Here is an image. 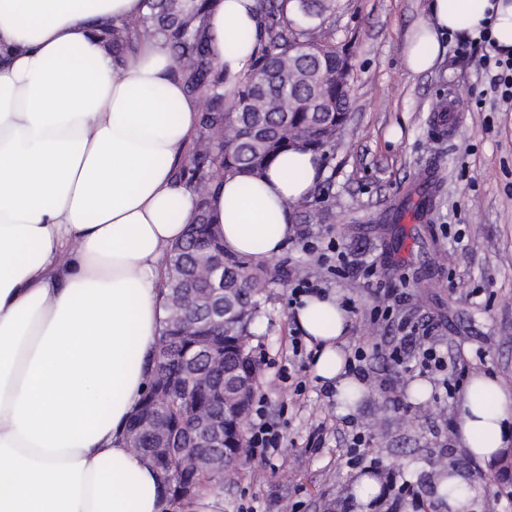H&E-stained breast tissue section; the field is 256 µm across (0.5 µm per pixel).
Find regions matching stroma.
Masks as SVG:
<instances>
[{"label":"stroma","mask_w":512,"mask_h":512,"mask_svg":"<svg viewBox=\"0 0 512 512\" xmlns=\"http://www.w3.org/2000/svg\"><path fill=\"white\" fill-rule=\"evenodd\" d=\"M426 16V0H336L323 25L327 40L352 56L350 120L322 153L325 175L302 205L295 236L255 269L263 307L250 339L261 366L256 393L282 441L225 471L224 512H357L350 490L364 474L382 485L369 512H439L433 480L451 466L470 477L481 512H512V473H503L512 453L485 465L454 438L468 376L486 372L512 387V107L497 102L477 67L481 42L446 40L433 72L404 68L406 39ZM453 96L459 108L438 129L434 118ZM422 171L439 184L432 222H389ZM317 234L335 239L340 256L305 252V238ZM342 256L349 271L339 275ZM300 271L352 308L343 348H364L368 358L363 395L349 413L313 377L310 360L292 355L300 330L289 295ZM394 292L401 315L429 327L440 354L462 356L464 372L422 375L392 358L396 330L374 313ZM418 380L430 387L422 401L410 393ZM359 430L367 462L354 467L347 449ZM397 483L410 495L396 498Z\"/></svg>","instance_id":"stroma-1"}]
</instances>
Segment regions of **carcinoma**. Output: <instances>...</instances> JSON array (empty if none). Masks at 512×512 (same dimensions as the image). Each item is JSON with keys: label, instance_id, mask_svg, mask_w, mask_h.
<instances>
[{"label": "carcinoma", "instance_id": "obj_1", "mask_svg": "<svg viewBox=\"0 0 512 512\" xmlns=\"http://www.w3.org/2000/svg\"><path fill=\"white\" fill-rule=\"evenodd\" d=\"M260 50L247 72L228 92L224 89V66L211 54L206 20L211 0H145L147 12L134 22L163 38L170 48L186 92L203 102L196 136L177 176L199 196L195 222L187 225L185 237L166 249L168 269L192 289L207 281L195 280L206 268L205 255L194 250L192 238H207L223 253L214 224L208 191L224 174L239 169L260 171L280 151L300 141L320 150L336 142L349 119L351 66L349 54L322 38L320 31L336 0H258ZM104 38L116 55L132 47L130 27L113 25ZM252 268L243 258L224 253V370L246 377L255 389L259 366L248 347L249 328L259 313ZM171 282L165 284L164 318L158 351L153 361L152 382L144 400H154L161 370L179 369V361L202 362L200 336L211 310L201 298L195 328L184 332L171 318ZM252 396L241 400L229 417L225 431L224 466H231L243 449L242 422ZM210 407L208 391L198 386L161 399L157 409L177 420ZM129 443L151 458L180 498L176 484L222 478L218 471L196 473L183 469L153 448L148 436Z\"/></svg>", "mask_w": 512, "mask_h": 512}]
</instances>
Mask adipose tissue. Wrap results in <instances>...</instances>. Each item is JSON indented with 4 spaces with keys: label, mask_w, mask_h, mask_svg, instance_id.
Returning a JSON list of instances; mask_svg holds the SVG:
<instances>
[{
    "label": "adipose tissue",
    "mask_w": 512,
    "mask_h": 512,
    "mask_svg": "<svg viewBox=\"0 0 512 512\" xmlns=\"http://www.w3.org/2000/svg\"><path fill=\"white\" fill-rule=\"evenodd\" d=\"M145 11L144 0H0V512H224L214 490L174 500L125 436L151 383L163 250L197 203L175 167L199 101L159 38L142 34L116 58L96 30ZM427 13L403 50L412 72L440 63L455 34L512 53V0H427ZM259 20L256 0H216L211 49L231 76L257 52ZM323 176L299 144L261 174H225L212 201L225 251L255 265L282 254L290 205ZM294 320L321 384L361 392L345 370L350 317L338 297H304ZM455 437L478 462L506 455L512 389L474 374ZM435 493L450 512H478L463 473L445 472Z\"/></svg>",
    "instance_id": "obj_1"
}]
</instances>
